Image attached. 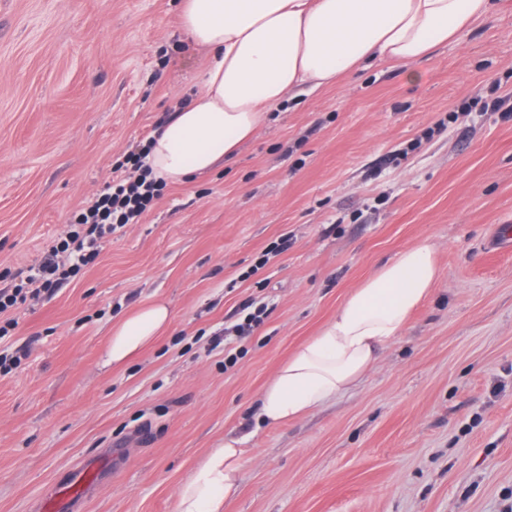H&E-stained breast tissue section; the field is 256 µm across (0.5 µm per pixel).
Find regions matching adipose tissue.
Returning <instances> with one entry per match:
<instances>
[{
	"label": "adipose tissue",
	"mask_w": 512,
	"mask_h": 512,
	"mask_svg": "<svg viewBox=\"0 0 512 512\" xmlns=\"http://www.w3.org/2000/svg\"><path fill=\"white\" fill-rule=\"evenodd\" d=\"M496 0H180L179 22L206 57L201 90L148 140L156 178L209 173L253 137L300 86H335L376 59L407 67L461 41ZM436 248L422 240L378 266L319 331L281 362L259 396L265 427L299 420L352 388L433 294ZM167 299L151 298L110 329L104 366L135 359L168 331ZM247 442L212 448L181 485L174 512H223Z\"/></svg>",
	"instance_id": "ef3b65f1"
}]
</instances>
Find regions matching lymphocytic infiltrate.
Returning <instances> with one entry per match:
<instances>
[{"label":"lymphocytic infiltrate","instance_id":"f902f5d3","mask_svg":"<svg viewBox=\"0 0 512 512\" xmlns=\"http://www.w3.org/2000/svg\"><path fill=\"white\" fill-rule=\"evenodd\" d=\"M163 180L153 176L144 153H132L115 161L112 179L104 190L75 211L72 221L50 248V260L30 266L20 283L0 289V340L15 328L11 311L52 294L62 281L76 277L100 253L104 239L117 229L139 223L160 199Z\"/></svg>","mask_w":512,"mask_h":512}]
</instances>
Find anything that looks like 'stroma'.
<instances>
[{"label": "stroma", "instance_id": "stroma-1", "mask_svg": "<svg viewBox=\"0 0 512 512\" xmlns=\"http://www.w3.org/2000/svg\"><path fill=\"white\" fill-rule=\"evenodd\" d=\"M177 13L178 0H0V288L198 91L205 57ZM414 69L376 60L298 91L235 158L167 185L95 265L16 312L0 512H39L86 463L104 469L79 512H173L229 436L251 451L224 512H512V12ZM424 238L436 290L378 364L313 414L257 427L278 364ZM156 294L169 332L102 370L113 322ZM252 299L267 317L225 368L224 326Z\"/></svg>", "mask_w": 512, "mask_h": 512}]
</instances>
